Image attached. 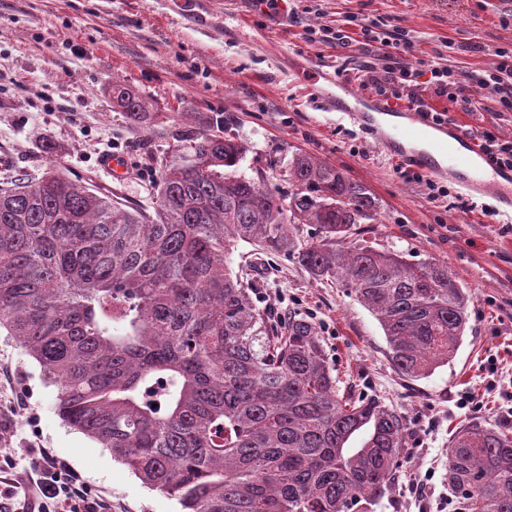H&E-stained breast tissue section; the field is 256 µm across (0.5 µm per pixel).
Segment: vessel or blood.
<instances>
[{"instance_id":"1","label":"vessel or blood","mask_w":512,"mask_h":512,"mask_svg":"<svg viewBox=\"0 0 512 512\" xmlns=\"http://www.w3.org/2000/svg\"><path fill=\"white\" fill-rule=\"evenodd\" d=\"M341 89V95L335 96L317 85L309 87L315 100L344 112L355 109L362 125L377 139L424 172L448 175L468 192L498 193L499 205L512 207V171L483 165L482 152L457 124H444L432 132L413 108L359 96L346 83Z\"/></svg>"}]
</instances>
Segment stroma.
Returning a JSON list of instances; mask_svg holds the SVG:
<instances>
[{"mask_svg": "<svg viewBox=\"0 0 512 512\" xmlns=\"http://www.w3.org/2000/svg\"><path fill=\"white\" fill-rule=\"evenodd\" d=\"M0 0V186L56 169L114 197L123 207L153 216L156 157L212 117L225 136L247 144L238 165L246 177L264 175L288 192L283 166L306 152L343 169L366 187L381 213L362 224L358 241L398 250L418 261L448 262L471 291L470 326L448 365L415 382L388 360L375 317L347 289L318 280L296 260L259 254L238 243L232 266H250L254 304L272 319L296 313L318 327L339 377L355 394L379 398L410 427L402 475L374 512H458L448 492V441L465 424L512 434L502 407L512 403V233L507 215L482 223L455 198L429 201L420 184L397 173L402 159L381 149L372 134L344 112L310 99L301 73L310 59L324 65L322 85L346 73L360 86L373 50L311 42L306 31L352 19L380 20L409 34L404 59L425 70L442 63L491 66L495 51L512 46V0H292L295 22L259 14L252 0ZM120 83L150 104L140 127L112 103ZM477 113L453 108L467 133L486 128L512 138L479 90ZM122 156L127 172L113 178L100 165ZM0 448L40 446L71 462L90 486L112 501V512H182L179 502L145 487L109 449L65 424L55 409L57 389L38 363L0 334ZM26 396L23 406L13 393ZM483 403L481 413L459 405Z\"/></svg>", "mask_w": 512, "mask_h": 512, "instance_id": "stroma-1", "label": "stroma"}]
</instances>
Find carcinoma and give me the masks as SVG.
<instances>
[{"label": "carcinoma", "mask_w": 512, "mask_h": 512, "mask_svg": "<svg viewBox=\"0 0 512 512\" xmlns=\"http://www.w3.org/2000/svg\"><path fill=\"white\" fill-rule=\"evenodd\" d=\"M135 125L148 102L112 83ZM247 145L187 134L156 160L155 217L54 170L0 188V331L56 386L61 418L184 512H373L401 477L404 415L343 392L316 324L277 327L227 255L247 242L347 288L410 381L455 355L469 295L448 263L341 243L378 206L306 152L291 191L238 174ZM310 224L307 241L296 225ZM448 490L463 512H512V436L457 430Z\"/></svg>", "instance_id": "carcinoma-1"}]
</instances>
